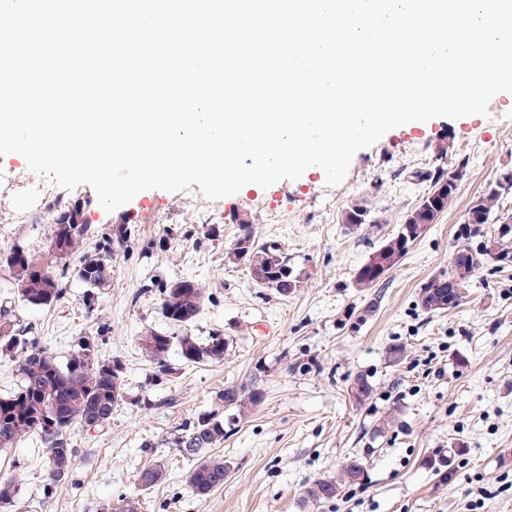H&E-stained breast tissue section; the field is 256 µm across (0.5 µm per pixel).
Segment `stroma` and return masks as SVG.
<instances>
[{
    "label": "stroma",
    "instance_id": "1",
    "mask_svg": "<svg viewBox=\"0 0 512 512\" xmlns=\"http://www.w3.org/2000/svg\"><path fill=\"white\" fill-rule=\"evenodd\" d=\"M460 172L436 224L374 288L354 277L399 228L427 185L411 172ZM512 170V94H497L488 116L433 118L398 127L358 151L345 179L330 187L322 170L269 188L210 200L199 186L140 192L106 212L94 190L53 183L33 190L22 156L0 157V251L20 244L45 254L56 200L85 204L95 227L125 225L112 246V284L88 296L72 256L60 278L64 297L33 308L15 296L0 268V307L27 339L66 359L77 337L94 336L99 358L118 361L129 398L102 427L80 424L70 440L83 456L71 480L46 481V450L32 436L0 451V471L16 477V512H512V267L485 266L460 304L429 314L424 282L448 267L469 208ZM367 208L375 225L353 228L344 213ZM249 220L256 240L283 247L302 284L281 296L225 256ZM191 277L206 297L188 328L201 338L222 331V363L187 365L177 354L157 363L141 354L146 330L168 331L158 284ZM377 309L362 311L369 302ZM402 346L401 360L389 349ZM373 392L350 400L357 374ZM257 384L263 398L238 416L218 452L232 468L224 485L197 500L177 440L198 414L220 408L228 383ZM393 423L376 432L379 418ZM364 459V481L340 496L306 500L313 480L335 475L348 457ZM165 467L159 486L142 487L146 464Z\"/></svg>",
    "mask_w": 512,
    "mask_h": 512
}]
</instances>
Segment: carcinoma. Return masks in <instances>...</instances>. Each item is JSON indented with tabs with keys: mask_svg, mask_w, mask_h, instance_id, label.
Listing matches in <instances>:
<instances>
[{
	"mask_svg": "<svg viewBox=\"0 0 512 512\" xmlns=\"http://www.w3.org/2000/svg\"><path fill=\"white\" fill-rule=\"evenodd\" d=\"M412 178L429 183V190L404 217L398 230L373 251L359 268L354 282L361 291L375 287L380 279L395 268L408 254L411 245L437 222L456 190V176L442 168L417 170ZM512 180V171L490 187L485 197L468 211L466 224L459 227L456 245L448 270L427 281L419 292L421 307L429 312L444 311L458 306L448 302V272L459 270L473 279L487 263L501 269L512 267V216L496 213L502 198L512 194V184L504 187L503 179ZM52 234L49 243L57 251L48 252L49 260L36 258L23 246L0 252V268L4 269L17 291L19 300L34 308L49 307L63 298L65 287L52 270V264L67 260L88 240L99 238L98 253L85 254L77 269L78 279L90 289H103L112 283V238L126 239L127 229L119 226L115 235L101 234L86 217L82 204L59 201L52 211ZM247 243V252L229 258L233 264H244L254 282L272 288L286 296L301 284L300 272L290 263L281 246L256 241L249 221L239 220ZM163 316L170 326L185 328L199 314L204 289L192 278L171 281L160 290ZM229 344L217 331L205 339L188 333L174 335L147 331L140 336L138 348L147 357L162 362L172 350L187 364L202 361L224 362ZM0 355L14 359L20 385L10 394L0 397V451L16 446L27 437L38 434L48 454L47 481L53 487L71 477L81 463V453L70 441V430L79 423L88 427L102 426L112 420V414L126 400L123 367L116 360L98 357L96 338L80 336L66 361L58 360L48 347L28 341L11 313L0 310ZM372 392L368 380L356 376L348 394L357 403L366 401ZM262 392L255 385L240 383L224 387L219 400L224 410L243 412L261 401ZM235 421L234 415L224 416L212 411L199 415L186 425L177 441L180 454L191 461L186 482L198 499L204 500L224 485L232 463L213 453L224 441V422ZM365 474L363 460L347 458L334 477L315 480L306 488L305 498L311 501L329 500L344 489L360 483ZM164 468L149 465L139 472L142 486L149 489L162 482ZM14 477L0 476V512H12L15 503Z\"/></svg>",
	"mask_w": 512,
	"mask_h": 512,
	"instance_id": "obj_1",
	"label": "carcinoma"
}]
</instances>
